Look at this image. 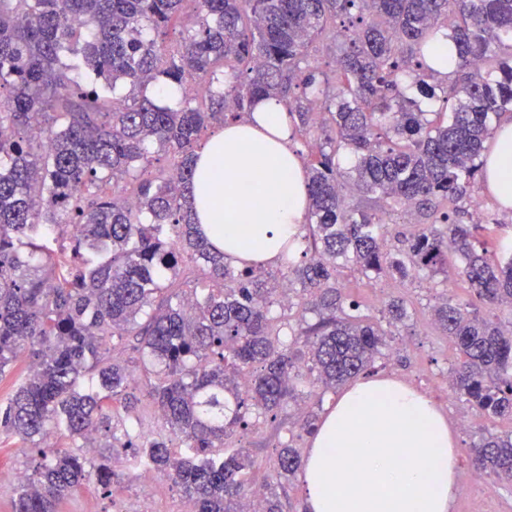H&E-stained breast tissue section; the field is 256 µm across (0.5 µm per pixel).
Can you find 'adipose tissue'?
Masks as SVG:
<instances>
[{
	"label": "adipose tissue",
	"instance_id": "1",
	"mask_svg": "<svg viewBox=\"0 0 512 512\" xmlns=\"http://www.w3.org/2000/svg\"><path fill=\"white\" fill-rule=\"evenodd\" d=\"M486 193L512 209V121L484 155ZM306 171L277 98L229 122L194 156L193 213L227 262L280 263L307 221ZM261 208L246 211L253 196ZM447 417L413 385L357 378L323 416L300 480L309 512H449L458 486Z\"/></svg>",
	"mask_w": 512,
	"mask_h": 512
}]
</instances>
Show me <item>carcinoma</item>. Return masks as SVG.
<instances>
[{"label":"carcinoma","mask_w":512,"mask_h":512,"mask_svg":"<svg viewBox=\"0 0 512 512\" xmlns=\"http://www.w3.org/2000/svg\"><path fill=\"white\" fill-rule=\"evenodd\" d=\"M188 2L195 18L169 47L161 36ZM440 30L458 55L451 78L427 63ZM324 39L336 42L330 71L310 62ZM158 87L180 93L179 108ZM264 97L284 103L292 137L320 140L306 162L304 248L281 271L316 321L288 341L262 265L224 261L192 213L201 133ZM505 112L512 0H0V375L21 353L30 360L0 429L37 449L13 512H57L91 481L111 495L110 462L128 453L192 512H245L255 462L224 440L300 398V365L334 391L383 357L385 332L338 286L343 261L407 280L446 275L455 256L480 303L512 310L509 236L489 246L483 225L458 219ZM159 152L169 168L154 166ZM400 209L422 222L392 253L383 244ZM189 262L207 268L203 287L180 279ZM385 312L390 324L409 318L396 300ZM433 317L460 355L455 393L512 420V325L451 298ZM130 337L167 430L146 441L124 419L136 410L121 356ZM91 436L98 465L78 452ZM471 452L512 483V430L481 435ZM300 465L298 448L280 445L261 512H291L276 487Z\"/></svg>","instance_id":"carcinoma-1"}]
</instances>
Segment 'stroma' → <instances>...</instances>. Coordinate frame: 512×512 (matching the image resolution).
<instances>
[{
	"mask_svg": "<svg viewBox=\"0 0 512 512\" xmlns=\"http://www.w3.org/2000/svg\"><path fill=\"white\" fill-rule=\"evenodd\" d=\"M341 288L359 304V313L367 321L385 327L386 355L377 360L376 373L409 382L439 399L448 387V379L457 359L448 346V339L430 319L431 307L445 295H453L462 302L473 296L465 279L453 275L429 276L420 274L413 280L399 281L390 277L369 278L357 272L353 263L341 266L337 276ZM396 298L405 304L409 320L397 327L388 326L383 314L385 301ZM297 411L288 407L274 419H260L248 429H235L227 439L233 448L247 449L256 463L265 465L276 449L289 436H296L300 449H308L310 439L299 434ZM512 430L507 419L481 418L467 430H454L458 449L459 474L474 472L470 448L481 433H500ZM111 496H103L99 487L86 484L74 491L60 506V512H116L128 506L131 512H185L186 499L182 492L158 471L130 461L115 464ZM151 486V494H143L144 486Z\"/></svg>",
	"mask_w": 512,
	"mask_h": 512,
	"instance_id": "obj_1",
	"label": "stroma"
}]
</instances>
